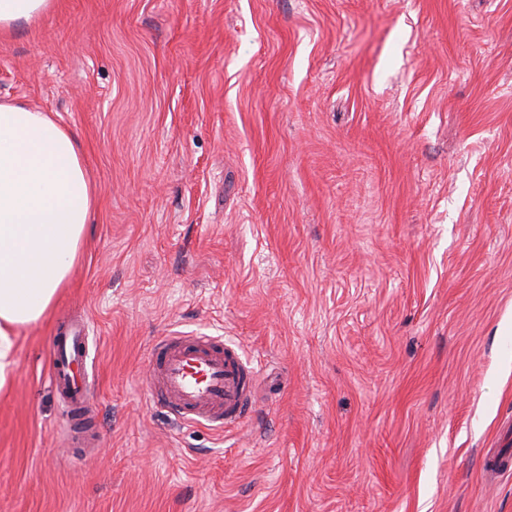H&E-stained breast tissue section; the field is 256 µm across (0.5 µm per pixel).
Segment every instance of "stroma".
I'll use <instances>...</instances> for the list:
<instances>
[{
    "label": "stroma",
    "instance_id": "stroma-1",
    "mask_svg": "<svg viewBox=\"0 0 512 512\" xmlns=\"http://www.w3.org/2000/svg\"><path fill=\"white\" fill-rule=\"evenodd\" d=\"M0 98L96 190L0 392V512H512V0H57ZM196 331L263 367L221 435L147 388ZM88 328L83 319H72L52 336L51 382L65 406L75 413L88 408Z\"/></svg>",
    "mask_w": 512,
    "mask_h": 512
}]
</instances>
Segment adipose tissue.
I'll return each mask as SVG.
<instances>
[{"label":"adipose tissue","instance_id":"1","mask_svg":"<svg viewBox=\"0 0 512 512\" xmlns=\"http://www.w3.org/2000/svg\"><path fill=\"white\" fill-rule=\"evenodd\" d=\"M95 189L51 113L0 102V389L21 330L53 306L78 259Z\"/></svg>","mask_w":512,"mask_h":512}]
</instances>
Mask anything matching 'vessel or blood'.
<instances>
[{"label": "vessel or blood", "mask_w": 512, "mask_h": 512, "mask_svg": "<svg viewBox=\"0 0 512 512\" xmlns=\"http://www.w3.org/2000/svg\"><path fill=\"white\" fill-rule=\"evenodd\" d=\"M51 382L73 412L87 409L89 382L88 328L72 319L51 338ZM155 404L176 419L216 432L238 425L253 413L257 370L238 348L218 336L156 337L146 371Z\"/></svg>", "instance_id": "obj_1"}]
</instances>
